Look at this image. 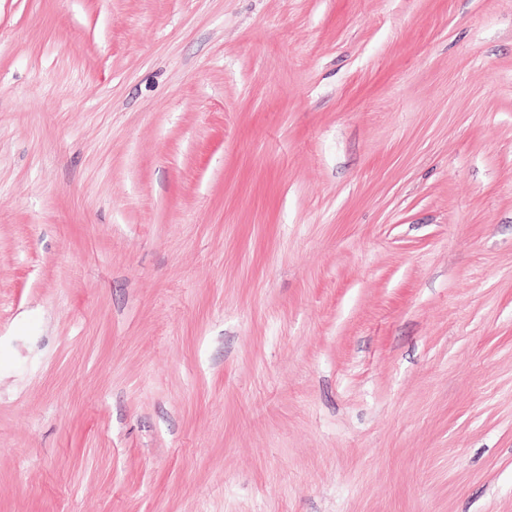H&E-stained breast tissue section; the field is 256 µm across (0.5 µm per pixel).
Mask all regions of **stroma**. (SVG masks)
<instances>
[{
  "label": "stroma",
  "instance_id": "35a3bbf8",
  "mask_svg": "<svg viewBox=\"0 0 512 512\" xmlns=\"http://www.w3.org/2000/svg\"><path fill=\"white\" fill-rule=\"evenodd\" d=\"M0 512H512V0H0Z\"/></svg>",
  "mask_w": 512,
  "mask_h": 512
}]
</instances>
